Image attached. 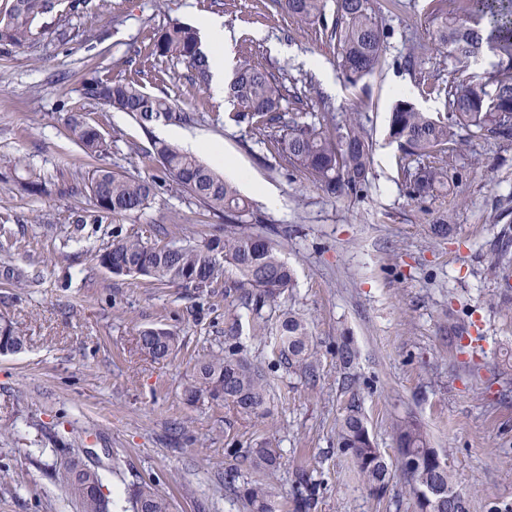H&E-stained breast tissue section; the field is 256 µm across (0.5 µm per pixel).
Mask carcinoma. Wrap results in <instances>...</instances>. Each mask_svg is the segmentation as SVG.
Instances as JSON below:
<instances>
[{
  "label": "carcinoma",
  "mask_w": 512,
  "mask_h": 512,
  "mask_svg": "<svg viewBox=\"0 0 512 512\" xmlns=\"http://www.w3.org/2000/svg\"><path fill=\"white\" fill-rule=\"evenodd\" d=\"M59 0H12L0 15V44L23 47L37 35V22L54 13ZM270 6L301 24L316 25L325 18L326 0H270ZM439 45L456 61L476 60L488 51L497 57L482 76L451 77L445 91L450 111L423 112L398 96L388 119L389 138L405 159L417 166L400 165L408 194L432 196L448 187L445 157L468 138L512 140V0H452L451 10L434 8ZM336 41L338 66L347 83L355 87L383 71L386 63L385 29L376 0H336L334 25L323 26ZM149 57L155 61L183 62L191 81L200 87L211 76L208 55L201 48L195 27L171 22L154 39ZM291 90L283 77L245 56L239 61L227 88L237 111L232 119L245 125L258 144L271 145L294 169L304 171L328 196L354 194L368 181L374 142L368 118L361 112L338 116L326 112L318 123L303 120L300 112L281 110ZM81 97L92 104L124 112L143 129L164 121L185 123L192 113L166 97L142 90L137 80L85 78ZM67 136L85 155L98 158L107 151L102 130L80 113L67 122ZM143 157L158 166L160 175L126 176L108 167L94 169L87 188L97 212L121 216L148 208L156 193L169 185L187 193L209 213L224 218L230 230L199 243L147 247L135 235L115 236L112 244L96 255L99 264L110 263L115 275H140L162 284H176L204 291L223 273L224 264L238 275L239 300L253 311L277 302L294 285V272L281 257L276 242L247 230L255 219L250 202L232 183L195 156L162 142L153 141ZM30 194L44 192L39 172L26 170L20 182ZM22 332L9 321H0V353H14L24 346ZM277 349L281 359L302 371L312 370L314 347L303 320L291 313L280 321ZM177 333L167 327H147L139 333V347L162 360L175 350ZM194 380L185 387L193 402L205 393L245 412L264 411L269 389L262 371L235 353L213 355L194 368ZM398 457L392 460L377 448L358 400L353 399L339 421L338 447L355 458L369 493L383 497L395 476H401L416 498L418 512H469L468 498L455 488L447 459L430 447L420 425L407 420L395 428ZM253 463L273 469L279 448L270 440L249 451ZM59 479L79 512H113L114 502L102 493L99 470L72 456L60 463ZM132 512H171L168 499L152 484L139 480L127 487ZM240 497L246 512H278L271 487L259 480L243 482ZM316 485L297 481L295 512H311Z\"/></svg>",
  "instance_id": "cac0c4a2"
}]
</instances>
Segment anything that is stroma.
Returning a JSON list of instances; mask_svg holds the SVG:
<instances>
[{"instance_id":"obj_1","label":"stroma","mask_w":512,"mask_h":512,"mask_svg":"<svg viewBox=\"0 0 512 512\" xmlns=\"http://www.w3.org/2000/svg\"><path fill=\"white\" fill-rule=\"evenodd\" d=\"M265 0H107L103 8L72 9L61 0L46 18L43 38L16 48L0 45V319L20 329L24 348L0 354V512H75L57 470L51 436L91 448L102 465L125 463L104 484L126 508L132 478L153 482L171 512H245L229 488L230 475L274 488L280 512H294V478L317 485L313 512H417L415 497L394 479L373 498L357 464L337 446V424L358 399L378 448L396 455L393 428L416 420L432 448L445 456L469 512H512V141L471 139L450 159L447 189L411 197L397 174L400 152L387 134L398 94L425 112L448 111L446 95L423 94L421 76L447 83L455 60L437 49L429 0H378L385 6L386 67L366 79L362 99L337 68V48L321 29L264 7ZM218 15L238 58L282 74L298 96L287 112L317 121L324 112H362L375 150L367 186L334 198L307 175L226 120L228 107L198 90L182 63H166L165 83L143 76L144 91H166L194 108L186 136L211 163L210 145L224 160L270 189L276 204L248 199L260 215L253 231L287 228L282 256L295 284L275 306L243 308L229 289L232 267L208 292L116 276L97 254L115 233L139 236L149 247L223 235L222 218L189 195L161 189L151 207L124 216L96 212L86 188L100 164L134 177L150 173L133 145L148 140L126 113L80 96L84 78L129 75L128 59L147 48L169 22L198 26ZM416 55V69L404 59ZM335 91H328L324 74ZM76 111L103 130L108 150L89 160L67 139ZM41 172L46 191L19 185L26 168ZM447 220V237L431 224ZM302 317L314 341L316 375L280 362L273 346L282 312ZM148 326L177 330L167 359L138 346ZM355 353L343 369L340 351ZM235 352L263 369L270 383L265 414L241 412L184 388L195 365ZM353 388L342 384L344 375ZM281 450L267 472L251 464L250 448L264 440Z\"/></svg>"}]
</instances>
